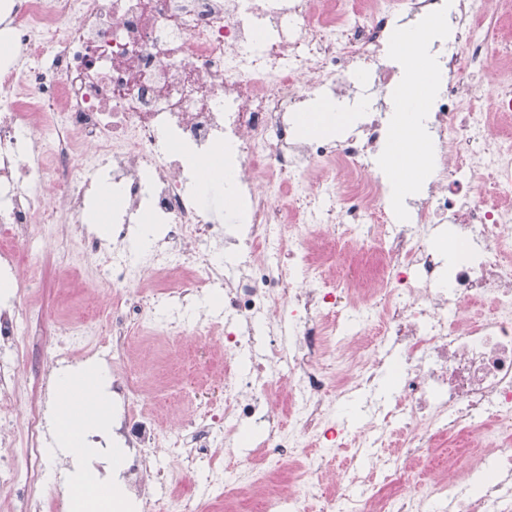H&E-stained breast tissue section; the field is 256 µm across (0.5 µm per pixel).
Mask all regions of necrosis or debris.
Listing matches in <instances>:
<instances>
[{
    "mask_svg": "<svg viewBox=\"0 0 512 512\" xmlns=\"http://www.w3.org/2000/svg\"><path fill=\"white\" fill-rule=\"evenodd\" d=\"M0 0V37L18 51L0 64V276L25 283L40 256L34 242L65 234L105 253L112 286L109 364L120 428L135 453L123 472L140 512L171 506L202 512L246 497L288 459L305 466L288 489H267L261 512H307L310 494L343 478L317 512H512V81L496 82L497 114L477 112V89L461 76L484 59L512 66L494 49L484 0ZM449 11L460 52L444 63L446 89L432 102L435 175L410 224L389 221L383 185L367 170L385 134L384 114L339 138L295 128L309 90L350 96L353 77L385 94L399 72L382 63L391 18ZM188 149L190 159L171 144ZM224 151V184L247 203L229 235L202 202L198 163ZM327 177L297 186L315 167ZM110 177L125 206L112 240L88 230L86 200ZM164 233L142 256L127 249L129 227ZM300 224L328 238L350 237L379 253L383 274L363 294L326 274ZM456 226L460 261L444 268L426 244L431 228ZM234 243L243 259L224 276L212 256ZM224 298V354L262 346L248 373L225 372L224 400L207 403L177 429L134 424L145 375L129 361L132 334L209 335L195 315L204 291ZM490 303L483 315H469ZM52 331L35 387L45 397L55 370L88 348L85 320L59 322L0 294V404L13 400L30 322ZM399 392L374 406L356 435L336 426L335 401L372 393L384 372ZM253 457L234 459L240 426ZM200 447L224 448L204 480L164 466L183 432ZM468 448L463 476L429 478L413 467L440 440ZM50 440L47 408L0 411V486L20 493L18 512H61L36 498ZM376 449L368 471L336 475L325 443ZM26 466L16 462L18 455ZM187 492L169 498V488Z\"/></svg>",
    "mask_w": 512,
    "mask_h": 512,
    "instance_id": "obj_1",
    "label": "necrosis or debris"
}]
</instances>
